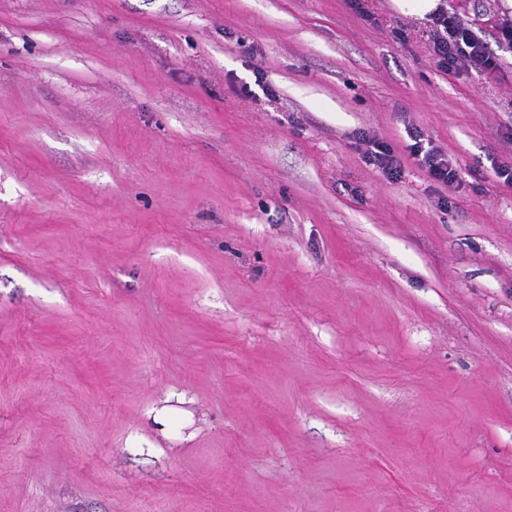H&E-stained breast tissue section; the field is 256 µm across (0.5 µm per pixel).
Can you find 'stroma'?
Returning <instances> with one entry per match:
<instances>
[{"instance_id": "obj_1", "label": "stroma", "mask_w": 512, "mask_h": 512, "mask_svg": "<svg viewBox=\"0 0 512 512\" xmlns=\"http://www.w3.org/2000/svg\"><path fill=\"white\" fill-rule=\"evenodd\" d=\"M447 3L500 69L390 0H0V512H512V45ZM441 0H391L392 9L400 16L426 23V37L432 56L446 72L460 66H470L481 72L494 71L498 64L482 38L464 24L455 12L440 8ZM407 133L414 142L408 145L410 155L419 161L421 167L427 171L428 176L435 182L445 185L453 184L458 178V173L448 160V155L433 146L426 148L423 139L413 128L408 129ZM362 141L369 147L364 155L369 165L391 178L400 172L401 162L387 143L366 134L362 135Z\"/></svg>"}]
</instances>
